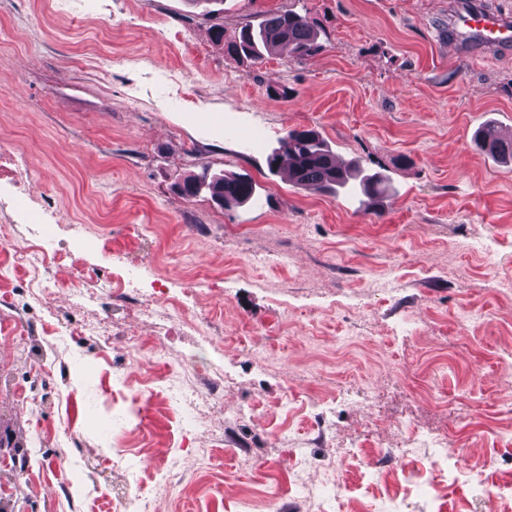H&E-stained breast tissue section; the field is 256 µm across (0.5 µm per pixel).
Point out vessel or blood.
I'll use <instances>...</instances> for the list:
<instances>
[{
	"label": "vessel or blood",
	"mask_w": 512,
	"mask_h": 512,
	"mask_svg": "<svg viewBox=\"0 0 512 512\" xmlns=\"http://www.w3.org/2000/svg\"><path fill=\"white\" fill-rule=\"evenodd\" d=\"M448 43L457 55L512 49V16L485 9L479 0H453Z\"/></svg>",
	"instance_id": "vessel-or-blood-1"
}]
</instances>
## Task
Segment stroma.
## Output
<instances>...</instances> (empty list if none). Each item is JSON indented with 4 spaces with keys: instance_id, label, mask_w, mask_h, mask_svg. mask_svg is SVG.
<instances>
[{
    "instance_id": "1",
    "label": "stroma",
    "mask_w": 512,
    "mask_h": 512,
    "mask_svg": "<svg viewBox=\"0 0 512 512\" xmlns=\"http://www.w3.org/2000/svg\"><path fill=\"white\" fill-rule=\"evenodd\" d=\"M451 2L224 0L228 41L288 8L324 32L313 59L253 64L187 0H0L9 512H512V166L474 140L512 126V52L449 58ZM291 129L380 175L376 208L271 173ZM205 168L253 200L184 199ZM35 244L66 254L37 296L13 262ZM160 278L201 330L142 312ZM98 279L115 294L79 305ZM188 357L224 378L192 381L185 436L160 389ZM401 423L448 445L404 447Z\"/></svg>"
}]
</instances>
